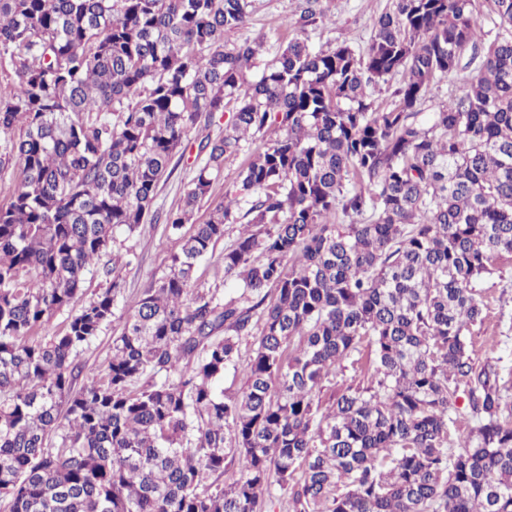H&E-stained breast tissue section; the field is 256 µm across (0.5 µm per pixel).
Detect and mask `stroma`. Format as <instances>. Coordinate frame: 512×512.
Segmentation results:
<instances>
[{"instance_id": "obj_1", "label": "stroma", "mask_w": 512, "mask_h": 512, "mask_svg": "<svg viewBox=\"0 0 512 512\" xmlns=\"http://www.w3.org/2000/svg\"><path fill=\"white\" fill-rule=\"evenodd\" d=\"M390 0H323L326 17L323 22L309 26L305 36L316 49L327 50L336 43L347 42L357 52H365L372 35L375 19L385 12ZM294 0H253V12L246 28L227 34L228 42L263 38L266 57H273L293 35L292 28L284 21L291 16ZM474 68H459L435 80L429 87L420 107L419 120L429 123L432 112L463 95ZM223 123L197 124L189 134L191 143L185 157L171 177L160 183L155 206L167 212L177 208L184 191L195 174V143L205 137L219 135ZM131 252L130 263L122 269L126 290L117 304V318L100 336L86 347L78 360L86 371L105 373L112 358V338L122 329V316L136 307L144 288L151 281L162 277L168 265L170 252L177 243L169 239L164 224H145L124 242ZM499 275L493 276L482 286V296L488 305V315L483 324L472 327V341L477 364H495L512 370V259H497Z\"/></svg>"}]
</instances>
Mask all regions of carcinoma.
Returning a JSON list of instances; mask_svg holds the SVG:
<instances>
[{
    "instance_id": "carcinoma-1",
    "label": "carcinoma",
    "mask_w": 512,
    "mask_h": 512,
    "mask_svg": "<svg viewBox=\"0 0 512 512\" xmlns=\"http://www.w3.org/2000/svg\"><path fill=\"white\" fill-rule=\"evenodd\" d=\"M486 2L485 48L475 0H391L365 54L294 36L250 79L264 42L224 35L252 0H0V169L17 177L0 204L7 512H263L276 487L299 512H512V382L470 338L479 285L512 255V0ZM321 17L296 0L290 26ZM468 50L465 93L422 124ZM224 112L181 207L156 214L190 131ZM268 133L192 223L224 161ZM240 216L221 257L236 291L198 287ZM161 219L179 249L107 372L85 374L79 350L125 291L113 246ZM99 263L109 285L86 299ZM247 336V386L228 392ZM348 369L366 382L323 399ZM461 394L477 425L450 448Z\"/></svg>"
}]
</instances>
